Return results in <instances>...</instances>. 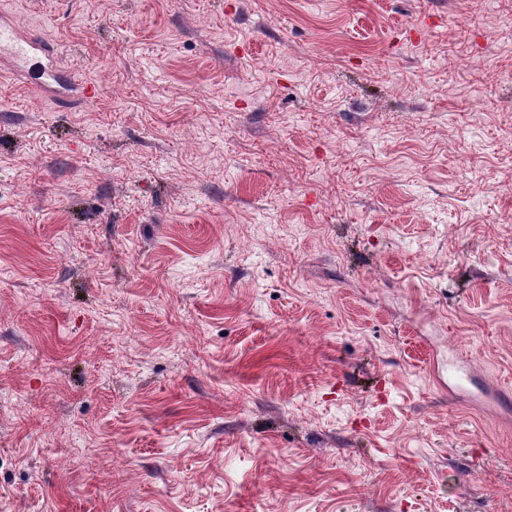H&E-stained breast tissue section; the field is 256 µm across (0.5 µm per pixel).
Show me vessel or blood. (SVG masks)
Segmentation results:
<instances>
[{"label": "vessel or blood", "mask_w": 512, "mask_h": 512, "mask_svg": "<svg viewBox=\"0 0 512 512\" xmlns=\"http://www.w3.org/2000/svg\"><path fill=\"white\" fill-rule=\"evenodd\" d=\"M0 60L15 74L25 76L39 95L63 97L74 87V75L63 70L53 49L36 30L24 28L13 17L0 14Z\"/></svg>", "instance_id": "obj_1"}]
</instances>
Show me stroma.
Instances as JSON below:
<instances>
[{"mask_svg": "<svg viewBox=\"0 0 512 512\" xmlns=\"http://www.w3.org/2000/svg\"><path fill=\"white\" fill-rule=\"evenodd\" d=\"M1 12L0 512H512V0ZM6 59L14 74L24 75L32 90L63 98L78 84L74 75L63 70L46 40L34 29L23 28L12 16L0 14V60Z\"/></svg>", "mask_w": 512, "mask_h": 512, "instance_id": "stroma-1", "label": "stroma"}]
</instances>
